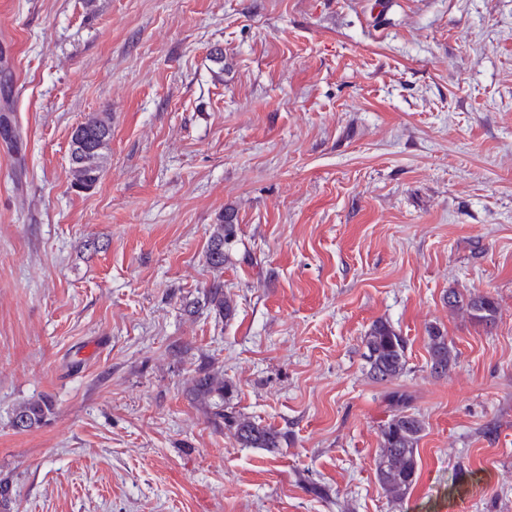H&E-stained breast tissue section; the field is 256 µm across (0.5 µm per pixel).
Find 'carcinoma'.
<instances>
[{
  "instance_id": "1",
  "label": "carcinoma",
  "mask_w": 512,
  "mask_h": 512,
  "mask_svg": "<svg viewBox=\"0 0 512 512\" xmlns=\"http://www.w3.org/2000/svg\"><path fill=\"white\" fill-rule=\"evenodd\" d=\"M111 139V120L105 115L93 114L74 129L70 144L72 187L90 190L96 186L103 173ZM236 234L234 214H224L209 238L207 260L211 267L224 269ZM204 304L223 318L232 316L235 309L234 300L219 281L207 290ZM448 308L462 310L471 320L487 326L495 322L498 313L492 297L475 292L448 293ZM428 339L431 371L437 375L448 373L456 361L453 347L436 327L428 330ZM364 346L368 373L375 382L388 383L407 372L406 341L389 323L375 321L365 336ZM225 387L224 379L201 366L190 381L188 394L192 400L206 405L214 418L224 420V425L233 429L234 436L244 447L269 451L279 448V432L224 404ZM392 400L397 409L381 428L376 474L384 493L393 499H401L416 476L418 443L425 424L416 414L407 412L402 395L395 394ZM52 410L53 403L46 396L23 402L13 409L11 424L18 432L31 431L43 426Z\"/></svg>"
}]
</instances>
